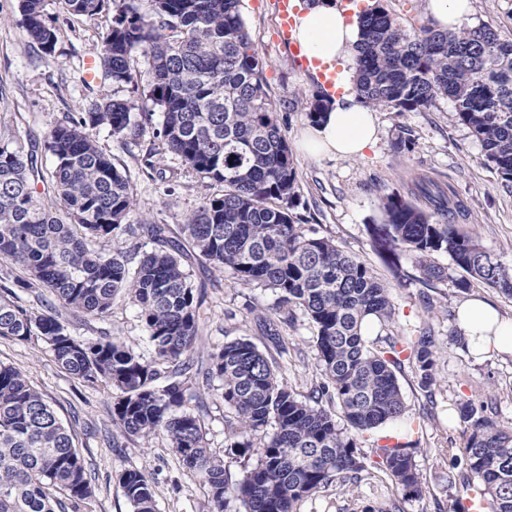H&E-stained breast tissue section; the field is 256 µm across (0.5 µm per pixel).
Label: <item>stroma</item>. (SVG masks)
<instances>
[{"mask_svg": "<svg viewBox=\"0 0 512 512\" xmlns=\"http://www.w3.org/2000/svg\"><path fill=\"white\" fill-rule=\"evenodd\" d=\"M18 3L0 0V131H10L25 152L36 156L43 170H52L54 165L47 148L52 129L83 102L128 98L136 112L152 113L154 122H161V113L132 86L118 88L108 82L85 80L84 60L99 52L110 13L74 16L62 0H50L48 11L59 40L55 54L47 56L32 43ZM241 13L264 61L268 92L293 154L301 194L297 212L305 220L306 233L333 237L340 248L373 265L378 275L390 282L399 333L412 334L426 324L435 330L434 401H427L411 369L398 375L407 413L421 421L415 457L424 482L422 497L404 501L402 510L452 512L464 489L445 449L462 447L464 439L450 415L460 399L479 401L492 396L498 401L501 419L512 423V356L475 359L467 346L449 341L448 333L459 329L456 314L467 300L489 301L503 318L512 319V299L479 283L464 292L450 279L425 289L410 252L400 253L399 264L402 273L411 277V284L393 282L389 268L371 245L368 228L382 221L383 197L410 196L414 180L425 176L453 189L470 211L463 230L510 264L512 187L502 183L487 162L480 141L458 122L456 106L446 98L423 112L376 108L377 142L362 157L314 158L303 153L298 140L311 125L307 112L321 83L308 70L294 67L288 47L278 41L276 0H241ZM468 22L486 23L503 39L512 41V0H472ZM92 136L135 187L131 223L165 224L173 240H182L180 227L188 215L204 198L224 191L223 184L186 166L159 140L148 137L127 145L113 138L105 127L94 129ZM405 138L412 141L410 149H399V141ZM149 159L154 162L150 168L145 165ZM190 273L193 286L203 291L205 299L190 363L206 362L213 347L239 338L274 355V345L256 324L258 314L273 312L275 296L271 291L234 285L230 273L202 260L193 261ZM69 323L75 335L93 337L103 329L137 352L148 350L138 308L129 297L115 298L102 318L84 323L73 317ZM282 336L289 352L278 361L279 375L295 393L308 394L321 379L314 329L301 316L294 326L283 329ZM0 362L17 368L71 431L94 489L83 512H130L119 482L127 470L146 476L158 512H210L208 485L200 475L183 469L165 436L134 442L113 424L116 392L111 386H85L62 369L48 346L36 339L22 342L0 336ZM429 402L434 408L425 419L421 413ZM205 404L203 420L210 450L223 457L232 477H239L237 453L224 434V403L218 391H211ZM394 497L390 480L382 476L344 491L308 497L300 503L299 512H384Z\"/></svg>", "mask_w": 512, "mask_h": 512, "instance_id": "obj_1", "label": "stroma"}]
</instances>
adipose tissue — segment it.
<instances>
[{"mask_svg":"<svg viewBox=\"0 0 512 512\" xmlns=\"http://www.w3.org/2000/svg\"><path fill=\"white\" fill-rule=\"evenodd\" d=\"M293 37L308 62H344L337 82L342 89L333 99L327 118L303 133L300 147L306 154L363 156L376 141L373 111L361 104L356 92L353 64L358 53L360 28L335 0H316L297 16ZM471 353L512 355V320L502 318L489 303L472 299L458 311Z\"/></svg>","mask_w":512,"mask_h":512,"instance_id":"obj_1","label":"adipose tissue"}]
</instances>
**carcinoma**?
Masks as SVG:
<instances>
[{"label": "carcinoma", "mask_w": 512, "mask_h": 512, "mask_svg": "<svg viewBox=\"0 0 512 512\" xmlns=\"http://www.w3.org/2000/svg\"><path fill=\"white\" fill-rule=\"evenodd\" d=\"M241 0H63L75 15L115 9L97 62V76L115 85L140 81L162 114L132 115L130 101H91L50 133V177L13 137L0 133V256L26 276L0 278V336L35 337L55 361L88 386L118 392L112 422L132 439L167 436L182 465L208 483L212 512L235 498L246 512H299L305 498L385 474L404 500L423 495L412 452L414 421L397 373L409 365L419 388L434 384L435 336L428 325L414 336L389 333L367 344L368 318L395 323L390 289L374 269L329 236L305 233L295 213L301 201L292 152L278 124L263 77L264 64L240 12ZM47 0H20L26 30L41 52L54 53L58 30ZM356 89L369 107L423 112L440 98L455 102L461 124L481 142L502 182L512 185V41L485 24L443 31L431 19L405 26L388 0L359 14ZM140 49L147 68L134 74ZM331 105L311 102L312 123ZM137 143L147 135L203 177L224 184L182 225L186 244L166 224H131L135 188L98 148L89 130ZM429 210L399 195L382 202L392 245L415 254L420 282L432 286L449 269L432 261L446 253L471 281L512 298V264L489 253L459 227L466 206L451 190L416 183ZM123 241L114 252L102 248ZM151 250H145V246ZM232 274L238 285L277 295L278 315L291 326L296 312L314 328L321 381L307 396L282 382L276 359L252 342L234 339L193 369L186 356L199 336L202 292L185 269L189 254ZM49 291L56 304L40 312L19 304L17 292ZM139 308L150 356L107 332L74 335L58 309L75 317L108 313L120 293ZM220 382L230 447L256 457L232 480L224 460L207 446L199 409ZM465 446L447 453L469 492L487 512H512V425L493 398L456 404ZM400 422L394 444H374L367 465L360 439ZM272 430L269 439L254 435ZM120 483L131 512H157L152 486L137 470ZM93 495L84 460L52 407L15 367L0 363V512H81Z\"/></svg>", "instance_id": "obj_1"}]
</instances>
